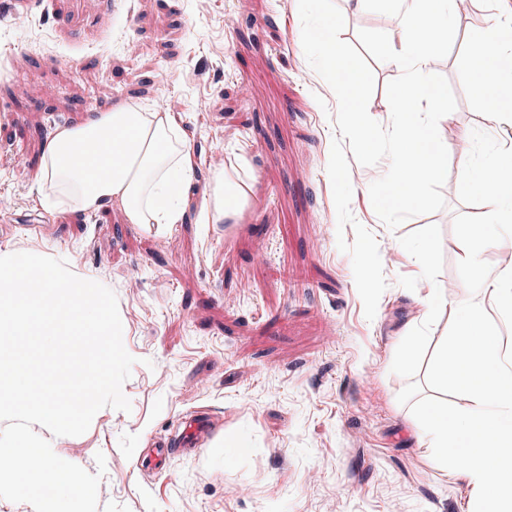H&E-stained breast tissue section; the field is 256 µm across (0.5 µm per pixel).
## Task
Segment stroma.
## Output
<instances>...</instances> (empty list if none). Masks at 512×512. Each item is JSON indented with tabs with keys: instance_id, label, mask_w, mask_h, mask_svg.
I'll return each mask as SVG.
<instances>
[{
	"instance_id": "obj_1",
	"label": "stroma",
	"mask_w": 512,
	"mask_h": 512,
	"mask_svg": "<svg viewBox=\"0 0 512 512\" xmlns=\"http://www.w3.org/2000/svg\"><path fill=\"white\" fill-rule=\"evenodd\" d=\"M0 18V252L65 260L111 288L137 362L123 385L132 410L101 409L80 436L51 435L60 458L101 473L98 512H460L456 486L430 469L409 419L421 369L400 367V331L413 297L431 286L456 297L465 267L456 242L484 211L462 191L469 169L455 151L474 131L475 153L512 139L473 106L490 94L466 43L490 0H465L450 55L434 67L457 100L439 133L450 144L443 210L390 229L369 186L387 162L350 165L351 211L375 236L388 287L364 315L338 230L327 173L338 103L306 60L297 6L278 0H6ZM342 40L388 35L394 17L353 9ZM28 17L16 29L13 14ZM130 100L178 104L202 157L204 185L222 154L252 181L239 226L167 232L125 223L111 209L72 216L39 200L30 172L55 128ZM204 410L214 433L178 454L168 473L136 463L157 437ZM251 445L224 456V437ZM104 454L98 469L96 454Z\"/></svg>"
}]
</instances>
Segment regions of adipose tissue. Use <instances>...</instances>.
Instances as JSON below:
<instances>
[{"label": "adipose tissue", "instance_id": "adipose-tissue-1", "mask_svg": "<svg viewBox=\"0 0 512 512\" xmlns=\"http://www.w3.org/2000/svg\"><path fill=\"white\" fill-rule=\"evenodd\" d=\"M478 79L493 88L477 98L476 109L494 127L512 129V0L474 26L468 48ZM199 167L180 113L147 112L122 101L58 127L32 170L38 190L51 196L58 212L90 214L114 207L124 220L146 228L182 223L196 209L203 224L237 219L250 203L249 185L238 170L218 169L195 191ZM465 192L489 197L492 221L512 222V145L503 148L468 182ZM466 269L454 304L464 310L451 343L433 354L429 373L438 389L468 396L464 407L420 394L412 435L436 471L465 492L466 512H512V264L488 269L483 256L512 248V239L489 233L487 224L468 225L457 241ZM444 291L429 289L402 334L399 361L410 366L423 344L422 326L450 304ZM468 464L457 467V457Z\"/></svg>", "mask_w": 512, "mask_h": 512}]
</instances>
